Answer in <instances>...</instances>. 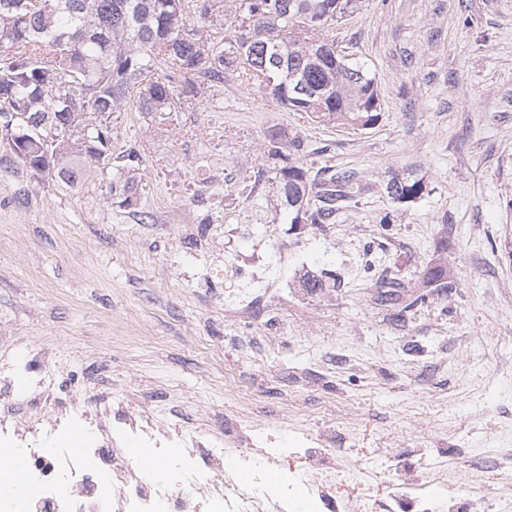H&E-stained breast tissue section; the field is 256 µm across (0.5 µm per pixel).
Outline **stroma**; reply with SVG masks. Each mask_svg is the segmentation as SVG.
I'll return each instance as SVG.
<instances>
[{
  "label": "stroma",
  "instance_id": "stroma-1",
  "mask_svg": "<svg viewBox=\"0 0 512 512\" xmlns=\"http://www.w3.org/2000/svg\"><path fill=\"white\" fill-rule=\"evenodd\" d=\"M324 37L375 78L368 129L312 122L243 71L158 122L113 113L141 205L98 175L58 187L0 140V360L43 355L59 382L179 406L193 426L261 423L277 444L335 442L349 490L384 497L428 462L487 486L512 448V0H360ZM300 162L356 169L335 223H289L272 134ZM421 180L399 204L392 175ZM445 266L448 285L422 286ZM331 275L310 294L305 273ZM400 282L382 301V279Z\"/></svg>",
  "mask_w": 512,
  "mask_h": 512
}]
</instances>
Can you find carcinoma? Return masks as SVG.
<instances>
[{
    "label": "carcinoma",
    "mask_w": 512,
    "mask_h": 512,
    "mask_svg": "<svg viewBox=\"0 0 512 512\" xmlns=\"http://www.w3.org/2000/svg\"><path fill=\"white\" fill-rule=\"evenodd\" d=\"M231 36L202 28L222 22L223 0H0V132L25 168L65 187L83 182L90 161L110 193L134 209L141 191L134 150L112 161L106 118L132 105L147 115L182 111L198 82L221 83L242 69L286 109L318 123L367 129L379 119L375 77L336 52L325 25L356 0H235ZM169 65L173 73L161 72ZM303 83L304 94L296 93ZM298 139L273 137L268 154L292 224H334L361 191L352 170L328 177L299 163ZM389 178L387 196L405 203L419 180Z\"/></svg>",
    "instance_id": "1"
}]
</instances>
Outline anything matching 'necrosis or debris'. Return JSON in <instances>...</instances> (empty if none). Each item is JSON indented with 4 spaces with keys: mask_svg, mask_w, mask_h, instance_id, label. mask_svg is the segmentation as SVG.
<instances>
[{
    "mask_svg": "<svg viewBox=\"0 0 512 512\" xmlns=\"http://www.w3.org/2000/svg\"><path fill=\"white\" fill-rule=\"evenodd\" d=\"M22 455L21 481L0 479V512H393L360 494L338 505L344 483L333 462L319 457L305 498L297 472L283 469L289 451L240 419L223 431L164 425L152 410L127 411L107 395L59 394L47 385L20 399L0 383V459ZM162 467L147 472L144 457ZM449 480L432 470L415 484L425 512H457Z\"/></svg>",
    "mask_w": 512,
    "mask_h": 512,
    "instance_id": "necrosis-or-debris-1",
    "label": "necrosis or debris"
}]
</instances>
